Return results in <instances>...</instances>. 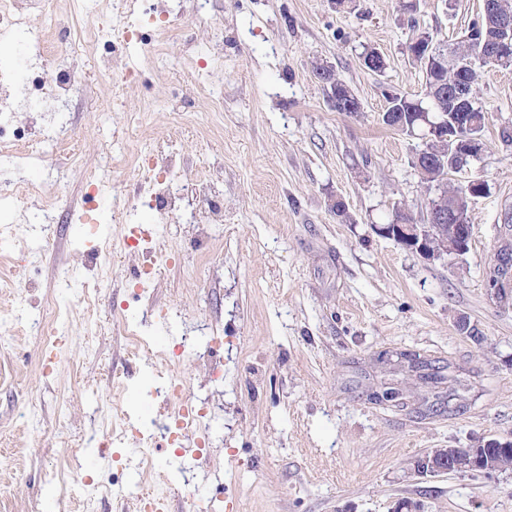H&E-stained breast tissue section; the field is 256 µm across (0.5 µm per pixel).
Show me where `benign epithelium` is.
I'll list each match as a JSON object with an SVG mask.
<instances>
[{
    "label": "benign epithelium",
    "mask_w": 512,
    "mask_h": 512,
    "mask_svg": "<svg viewBox=\"0 0 512 512\" xmlns=\"http://www.w3.org/2000/svg\"><path fill=\"white\" fill-rule=\"evenodd\" d=\"M382 119L409 135H415L414 123L401 114L383 113ZM426 125L421 134L425 140L443 139L442 131L448 126L447 114L424 112L420 115ZM477 159L483 148L478 139L470 135L459 139L454 150ZM377 232L390 238L407 250L416 251L428 259H441L445 256H460L465 252L464 241L470 237V225L463 223V215L448 209V202L439 194L431 199L427 223L414 224L393 220L377 227ZM512 470V454L482 455L476 448H433L413 465L414 474L426 476L441 471L459 473L492 474Z\"/></svg>",
    "instance_id": "1"
}]
</instances>
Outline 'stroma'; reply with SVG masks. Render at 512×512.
Returning a JSON list of instances; mask_svg holds the SVG:
<instances>
[{
    "label": "stroma",
    "instance_id": "stroma-1",
    "mask_svg": "<svg viewBox=\"0 0 512 512\" xmlns=\"http://www.w3.org/2000/svg\"><path fill=\"white\" fill-rule=\"evenodd\" d=\"M210 8L211 23L188 11L177 19L168 45L176 68L156 67L138 45L121 55V67L145 76L117 91L92 54L73 53L85 83L65 129L75 159L32 162L34 194L0 170V274L12 284L0 295V502L69 512L47 475L70 457L89 479L111 483L124 456L111 444L113 422H161L163 403L150 390L169 371L213 410L201 467L221 480L194 478L173 449L157 446L166 496L215 497L226 487L228 512H392L406 499L424 512H512V471L422 478L410 469L434 448L512 441V266L506 299L488 283L512 213V141L502 138L512 132V67L477 69L486 150L468 175L489 192L469 205L467 253L430 261L376 231L398 210L426 223L430 199L412 165L424 142L383 124L384 92L421 95L425 71L409 44L422 32L454 44L483 0H359L352 11L330 0H210ZM368 48L384 57L382 72L362 65ZM320 66L348 86L359 111H336ZM116 128L161 156L178 147L179 188L205 178L224 202L223 223L204 226L134 212L161 266L141 301L129 283L143 257L121 251L128 226L112 220L111 194L102 196L103 233H89L80 179L50 174L108 156L134 194L127 153L112 151ZM54 198L58 222L46 228L36 214ZM31 252L41 254L40 269L28 266ZM95 281L98 310L89 314L75 292ZM47 293L62 311L52 341L23 326ZM116 300L129 303L155 353L127 359ZM462 316L482 343L458 330ZM214 333L224 338L223 384L209 381L195 354L160 355L171 337L188 336L201 351ZM392 349L466 367L485 394L464 411L424 416L427 389L404 374L405 405L377 403V358ZM61 423L62 445L52 439Z\"/></svg>",
    "mask_w": 512,
    "mask_h": 512
}]
</instances>
